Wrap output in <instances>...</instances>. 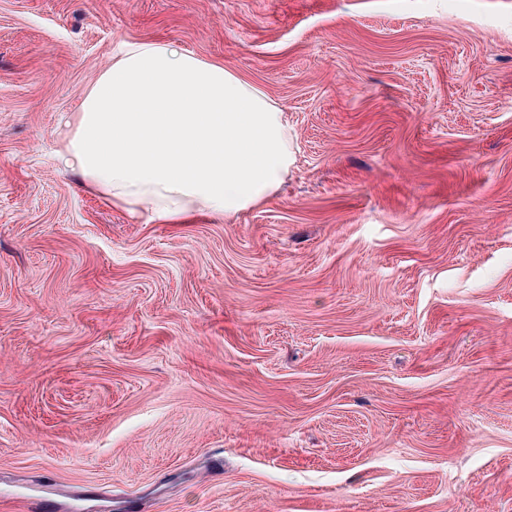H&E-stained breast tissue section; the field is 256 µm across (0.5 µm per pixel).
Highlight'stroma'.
Returning a JSON list of instances; mask_svg holds the SVG:
<instances>
[{
	"label": "stroma",
	"instance_id": "35a3bbf8",
	"mask_svg": "<svg viewBox=\"0 0 512 512\" xmlns=\"http://www.w3.org/2000/svg\"><path fill=\"white\" fill-rule=\"evenodd\" d=\"M284 110L255 208L59 162L121 44ZM512 512V0H0V512Z\"/></svg>",
	"mask_w": 512,
	"mask_h": 512
}]
</instances>
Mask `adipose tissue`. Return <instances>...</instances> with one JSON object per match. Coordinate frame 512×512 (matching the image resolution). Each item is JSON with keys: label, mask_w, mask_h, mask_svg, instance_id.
I'll list each match as a JSON object with an SVG mask.
<instances>
[{"label": "adipose tissue", "mask_w": 512, "mask_h": 512, "mask_svg": "<svg viewBox=\"0 0 512 512\" xmlns=\"http://www.w3.org/2000/svg\"><path fill=\"white\" fill-rule=\"evenodd\" d=\"M290 143L282 108L223 62L136 40L85 93L59 156L113 206L182 224L271 197Z\"/></svg>", "instance_id": "1"}]
</instances>
